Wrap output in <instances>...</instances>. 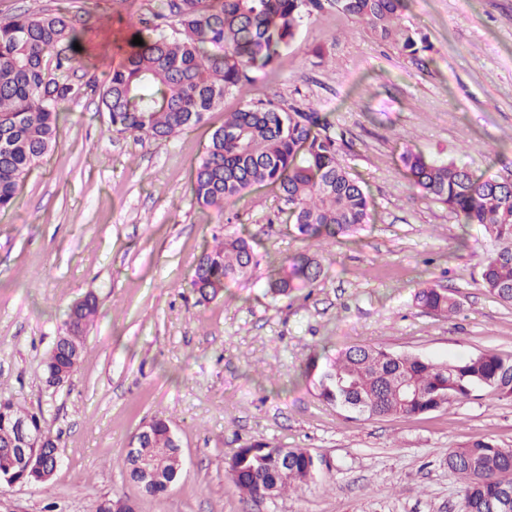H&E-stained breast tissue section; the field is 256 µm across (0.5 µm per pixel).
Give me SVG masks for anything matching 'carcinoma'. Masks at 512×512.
<instances>
[{"instance_id":"carcinoma-1","label":"carcinoma","mask_w":512,"mask_h":512,"mask_svg":"<svg viewBox=\"0 0 512 512\" xmlns=\"http://www.w3.org/2000/svg\"><path fill=\"white\" fill-rule=\"evenodd\" d=\"M408 0H155L152 20H139L122 57L112 66L99 98L111 127L153 141H167L202 122L232 92L253 88L295 40L300 27L325 8L358 19L383 41L415 57L430 46L426 37L399 24ZM81 33L63 10L17 15L0 21V212L15 208L34 166L57 145L61 105L95 88L70 80L75 57L48 55L74 48ZM331 124L319 113L284 110L270 101H249L224 114L191 176L197 203L223 213L224 202L255 187L271 185L305 240L321 243L353 237L371 221V201L361 183L340 164ZM411 185L448 206L464 226L477 224L499 249L481 267L479 285L512 303V180L477 176L455 160L438 161L405 147L400 154ZM257 260L243 234L214 239L197 259L191 288L203 301L216 298L228 280L247 278ZM323 274L314 258L297 254L270 266L274 296L311 288ZM420 309L452 316L460 302L447 288L426 284L414 293ZM97 312L88 295L65 313L63 331L74 345ZM302 377L322 401L360 416L408 418L487 390L512 396V358L483 352L448 362L353 345L309 357ZM38 417L0 401V476L15 471L10 448L12 418ZM170 420L154 418L151 437L140 444L144 457L176 449L167 437ZM292 466L281 474L278 461ZM322 457L303 448L253 443L227 462L236 487L250 498L279 495L314 478ZM448 470L465 480L462 512H512V448L490 439L474 440L447 454Z\"/></svg>"}]
</instances>
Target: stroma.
<instances>
[{"mask_svg": "<svg viewBox=\"0 0 512 512\" xmlns=\"http://www.w3.org/2000/svg\"><path fill=\"white\" fill-rule=\"evenodd\" d=\"M149 0H0V21L69 7L84 25L75 82L104 84ZM402 24L426 36L421 60L327 9L300 29L261 98L303 104L342 135L340 163L360 176L372 220L355 238L298 236L276 192L200 206L189 174L225 113L168 141L113 131L97 93L63 103L57 147L0 214V401L37 414L61 450L48 484H0V512H95L113 496L137 512H459L464 485L448 449L476 439L512 448V397L480 391L411 418H366L326 404L300 373L322 348L366 344L444 361L512 356V304L478 284L498 245L413 189L397 159L411 144L436 160L512 177V0H410ZM258 243L247 279L202 301L188 282L214 237ZM314 256V287L273 297L268 261ZM424 283L450 289L452 317L425 313ZM98 312L74 375L47 386L44 360L63 313L85 295ZM172 421L183 466L158 498L123 465L145 422ZM254 442L305 448L328 463L314 481L247 499L227 460Z\"/></svg>", "mask_w": 512, "mask_h": 512, "instance_id": "1", "label": "stroma"}]
</instances>
